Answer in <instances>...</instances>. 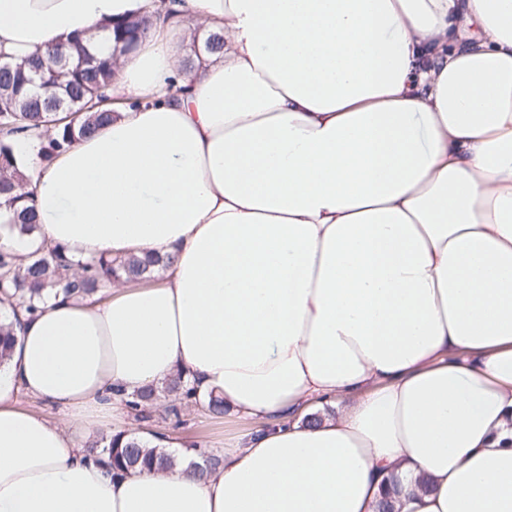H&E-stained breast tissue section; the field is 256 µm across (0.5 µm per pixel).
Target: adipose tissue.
Here are the masks:
<instances>
[{
  "mask_svg": "<svg viewBox=\"0 0 512 512\" xmlns=\"http://www.w3.org/2000/svg\"><path fill=\"white\" fill-rule=\"evenodd\" d=\"M145 17L111 123L13 135L0 246L173 261L0 302V512H512V0H0V56ZM178 374L254 425L205 479L87 455ZM156 396L155 388H148L137 395L133 401L128 403L130 414L138 421H149L152 417V407L149 403L154 400Z\"/></svg>",
  "mask_w": 512,
  "mask_h": 512,
  "instance_id": "obj_1",
  "label": "adipose tissue"
}]
</instances>
